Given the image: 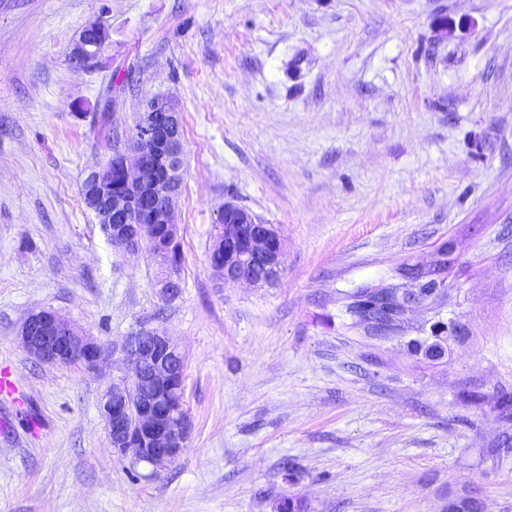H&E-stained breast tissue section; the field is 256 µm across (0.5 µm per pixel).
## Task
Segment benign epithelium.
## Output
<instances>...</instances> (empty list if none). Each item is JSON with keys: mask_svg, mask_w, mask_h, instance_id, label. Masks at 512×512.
<instances>
[{"mask_svg": "<svg viewBox=\"0 0 512 512\" xmlns=\"http://www.w3.org/2000/svg\"><path fill=\"white\" fill-rule=\"evenodd\" d=\"M109 39L106 26L87 24L71 44V62L84 67L95 61ZM183 152L180 113L169 98L156 96L143 107L135 133L115 141L107 164L87 173L81 184L83 200L112 246L138 253L148 228L163 229L171 242L178 238L175 208ZM220 217L224 236L214 238L210 265L222 283L258 287L281 272L282 242L273 225L231 201L224 203ZM448 248L445 243L430 261L405 262L390 280L366 285V304L350 311L351 326L374 340L390 342L404 338L413 317L429 314L436 319L437 336L428 340L424 355L437 361L449 355L445 339H453L458 329L454 319L443 321L448 288L439 260ZM152 255L164 295H177L180 284L171 274L170 246L159 245ZM19 336L31 356L52 366L76 362L95 371L104 352L96 339L52 309L30 314ZM123 354L127 371L122 384L104 394L100 415L120 455L129 454L157 470L175 462L189 438L190 417L174 407V402H184V356L176 343L157 331L127 337Z\"/></svg>", "mask_w": 512, "mask_h": 512, "instance_id": "benign-epithelium-1", "label": "benign epithelium"}]
</instances>
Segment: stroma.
<instances>
[{"label": "stroma", "mask_w": 512, "mask_h": 512, "mask_svg": "<svg viewBox=\"0 0 512 512\" xmlns=\"http://www.w3.org/2000/svg\"><path fill=\"white\" fill-rule=\"evenodd\" d=\"M93 21L112 38L75 67ZM157 95L185 149L171 300L81 198ZM228 201L277 227L276 284H218ZM446 241L467 328L447 359L349 329L342 293ZM40 309L103 344L98 371L24 350ZM149 330L183 351L192 425L156 472L99 414ZM4 371L24 401L0 398V512H448L464 491L512 512V0H0Z\"/></svg>", "instance_id": "obj_1"}]
</instances>
